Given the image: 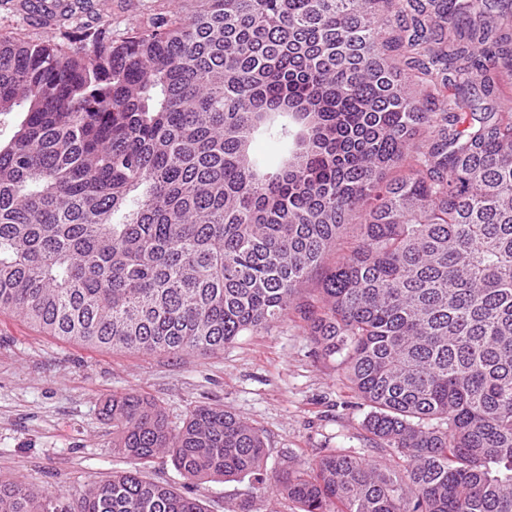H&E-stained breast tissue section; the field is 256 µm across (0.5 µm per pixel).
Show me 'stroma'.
<instances>
[{
	"label": "stroma",
	"instance_id": "stroma-1",
	"mask_svg": "<svg viewBox=\"0 0 512 512\" xmlns=\"http://www.w3.org/2000/svg\"><path fill=\"white\" fill-rule=\"evenodd\" d=\"M0 0V31L57 40L37 4ZM183 0H112V31L120 35L175 15ZM139 392L158 401L171 427L197 406L222 408L257 428L269 478L306 468L336 449L373 463L391 451L372 443L367 406L349 389L340 358L322 355L297 313L270 329L246 333L210 355L133 354L72 345L21 318L0 313V479L20 480L36 494L72 493L128 469L112 451L104 401ZM207 512H298L288 498L245 482L211 481L197 491Z\"/></svg>",
	"mask_w": 512,
	"mask_h": 512
}]
</instances>
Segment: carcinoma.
Returning <instances> with one entry per match:
<instances>
[{
  "instance_id": "cac0c4a2",
  "label": "carcinoma",
  "mask_w": 512,
  "mask_h": 512,
  "mask_svg": "<svg viewBox=\"0 0 512 512\" xmlns=\"http://www.w3.org/2000/svg\"><path fill=\"white\" fill-rule=\"evenodd\" d=\"M60 18L59 43L0 34V131L21 113L0 138V313L208 355L288 317L320 269L308 334L345 353L395 459L332 451L276 493L299 512H512V106L470 114L458 93L474 71L486 96L512 84V0H192L119 39ZM284 109L302 129L269 172L251 143ZM103 413L130 469L78 495L0 481V512H205L145 476L160 454L197 484L267 488L263 437L230 411L173 429L127 393Z\"/></svg>"
}]
</instances>
